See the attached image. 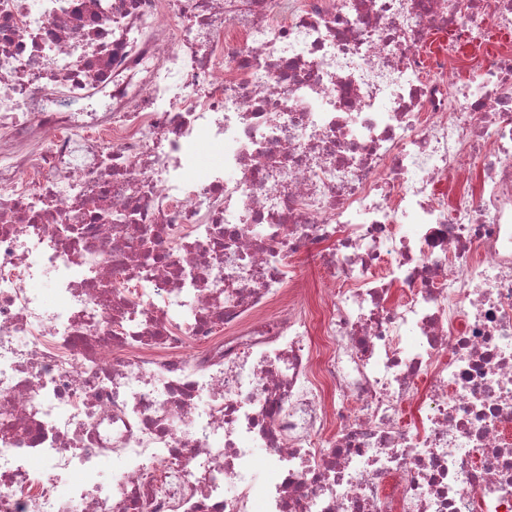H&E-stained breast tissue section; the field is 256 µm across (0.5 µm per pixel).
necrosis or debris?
I'll return each instance as SVG.
<instances>
[{"instance_id": "4bbe7bcc", "label": "necrosis or debris", "mask_w": 512, "mask_h": 512, "mask_svg": "<svg viewBox=\"0 0 512 512\" xmlns=\"http://www.w3.org/2000/svg\"><path fill=\"white\" fill-rule=\"evenodd\" d=\"M77 504L512 512V0H0V512Z\"/></svg>"}]
</instances>
